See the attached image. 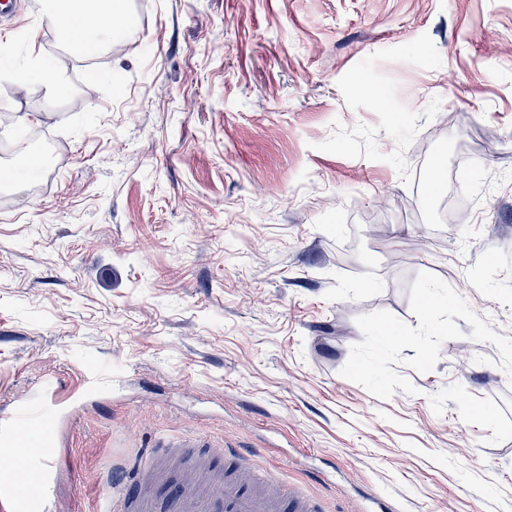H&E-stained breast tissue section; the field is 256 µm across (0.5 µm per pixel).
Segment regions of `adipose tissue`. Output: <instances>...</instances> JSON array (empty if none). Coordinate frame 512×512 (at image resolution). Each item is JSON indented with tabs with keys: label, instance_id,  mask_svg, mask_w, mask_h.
Listing matches in <instances>:
<instances>
[{
	"label": "adipose tissue",
	"instance_id": "obj_1",
	"mask_svg": "<svg viewBox=\"0 0 512 512\" xmlns=\"http://www.w3.org/2000/svg\"><path fill=\"white\" fill-rule=\"evenodd\" d=\"M48 17L56 24L71 50L110 46L125 23L127 0H48Z\"/></svg>",
	"mask_w": 512,
	"mask_h": 512
}]
</instances>
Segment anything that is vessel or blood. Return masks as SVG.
Segmentation results:
<instances>
[{
    "label": "vessel or blood",
    "mask_w": 512,
    "mask_h": 512,
    "mask_svg": "<svg viewBox=\"0 0 512 512\" xmlns=\"http://www.w3.org/2000/svg\"><path fill=\"white\" fill-rule=\"evenodd\" d=\"M86 372L75 394L98 391L112 382L111 374L100 367H87ZM56 415L55 403L42 399L0 410V449L9 453L7 466L0 470V512H50L43 491L72 467L70 456L51 458L40 452ZM158 452L186 454L200 463L189 481L164 486L170 512H315L312 500L289 494L277 473L255 467L257 449L224 447V456L236 461L228 474L214 464L211 446L204 441L170 436L159 442ZM154 474L151 462L113 469L106 496L115 512H155V501L143 489L144 481Z\"/></svg>",
    "instance_id": "vessel-or-blood-1"
}]
</instances>
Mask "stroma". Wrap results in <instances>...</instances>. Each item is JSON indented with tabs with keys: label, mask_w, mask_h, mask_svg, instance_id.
<instances>
[{
	"label": "stroma",
	"mask_w": 512,
	"mask_h": 512,
	"mask_svg": "<svg viewBox=\"0 0 512 512\" xmlns=\"http://www.w3.org/2000/svg\"><path fill=\"white\" fill-rule=\"evenodd\" d=\"M36 2L0 67L67 90L0 82V405L114 377L55 512L178 433L321 512H512V0H128L89 59ZM31 72H39L44 78V82L47 86L50 95H53L60 83V75L56 70L43 69L42 59L40 55H31L27 62V68L25 71H12L2 70L0 71V80H8L15 83H22L26 76ZM85 376L83 380L74 389L69 391V396L80 395L82 393L98 391L112 383V374L106 373L102 368L90 366L85 368Z\"/></svg>",
	"instance_id": "stroma-1"
}]
</instances>
